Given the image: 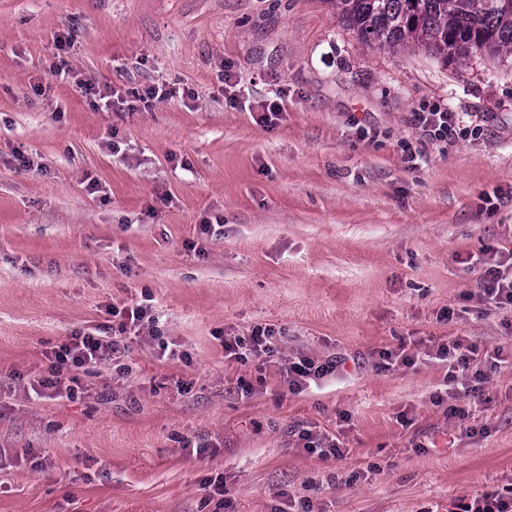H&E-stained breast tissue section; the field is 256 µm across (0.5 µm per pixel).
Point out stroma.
<instances>
[{
	"mask_svg": "<svg viewBox=\"0 0 512 512\" xmlns=\"http://www.w3.org/2000/svg\"><path fill=\"white\" fill-rule=\"evenodd\" d=\"M67 31L74 79L34 94ZM78 77L189 95L102 112ZM433 105L473 135L430 140L413 114ZM489 247L512 249V68L368 47L334 0H0V512H449L511 484L512 364L462 418L436 401L443 366L375 367L402 341L512 349V309L463 299ZM145 300L188 361L132 340L125 373L32 394L46 351ZM257 326L272 362L225 358ZM300 355L340 360L335 379L289 393ZM305 430L345 455L307 453Z\"/></svg>",
	"mask_w": 512,
	"mask_h": 512,
	"instance_id": "obj_1",
	"label": "stroma"
}]
</instances>
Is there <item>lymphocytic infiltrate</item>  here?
Wrapping results in <instances>:
<instances>
[{
  "instance_id": "f902f5d3",
  "label": "lymphocytic infiltrate",
  "mask_w": 512,
  "mask_h": 512,
  "mask_svg": "<svg viewBox=\"0 0 512 512\" xmlns=\"http://www.w3.org/2000/svg\"><path fill=\"white\" fill-rule=\"evenodd\" d=\"M83 97L97 109L105 111H135L137 106H150L157 99L170 97L167 89L148 88L143 92H120L112 87H100L95 82L77 80ZM468 265L479 267L480 275L475 298L484 305L497 308L512 307V251L495 252L491 258L469 256ZM112 316L118 317L120 324L116 335L75 332L46 355L48 361L45 376L34 380L39 389L50 390L53 397H73L74 371L93 367L103 362L117 361L125 353V334H133L140 340L153 342L162 360L177 359L176 350L170 349L167 342L160 340L157 333V320L150 307L136 304L120 309H112ZM274 332L269 328L256 327L247 336L227 337L224 340V355L228 359L244 361L255 357L268 363L276 356L273 343ZM421 360H432L447 369V379L451 385L450 398L469 396L474 382L489 379L492 372L504 363L502 348L480 351L478 346L466 338L458 336L418 348L399 344L383 348L376 353L377 368L388 371L400 366L410 368ZM339 362L333 358L318 359L307 355L289 358L283 365L284 381L289 393L299 394L311 385L333 375Z\"/></svg>"
}]
</instances>
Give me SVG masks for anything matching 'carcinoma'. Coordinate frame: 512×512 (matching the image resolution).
Returning <instances> with one entry per match:
<instances>
[{"instance_id": "carcinoma-1", "label": "carcinoma", "mask_w": 512, "mask_h": 512, "mask_svg": "<svg viewBox=\"0 0 512 512\" xmlns=\"http://www.w3.org/2000/svg\"><path fill=\"white\" fill-rule=\"evenodd\" d=\"M339 17L368 46L406 48L447 63L512 59V0H336Z\"/></svg>"}]
</instances>
